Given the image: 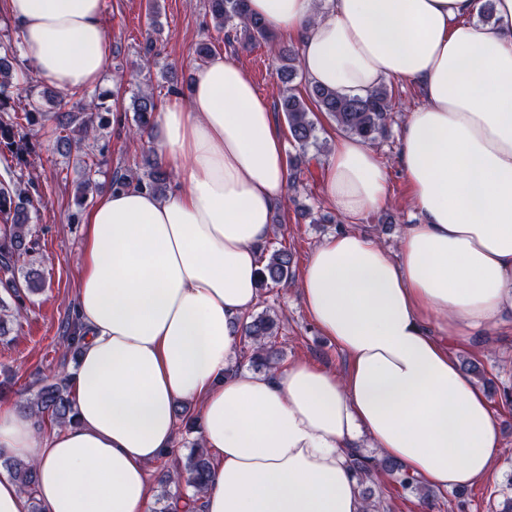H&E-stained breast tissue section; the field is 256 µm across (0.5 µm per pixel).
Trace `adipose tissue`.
Masks as SVG:
<instances>
[{"label":"adipose tissue","mask_w":512,"mask_h":512,"mask_svg":"<svg viewBox=\"0 0 512 512\" xmlns=\"http://www.w3.org/2000/svg\"><path fill=\"white\" fill-rule=\"evenodd\" d=\"M483 4L248 0L299 44L310 84L420 88L399 135L419 221L394 255L359 225L386 204L389 174L360 138L336 135L323 194L353 225L313 249L298 288L347 369H234L289 171L244 69L223 54L195 67L187 97L156 119L175 191L133 185L86 215L74 422L40 437L27 410L0 402V448L36 466L45 512H148L147 466L172 451L174 408L189 402L213 452L204 512H365L350 460L366 446L436 490L489 476L498 420L451 350L512 320V0H493L490 26ZM101 10L102 0H6L23 57L69 91L106 69Z\"/></svg>","instance_id":"ef3b65f1"}]
</instances>
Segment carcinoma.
Returning <instances> with one entry per match:
<instances>
[{
  "label": "carcinoma",
  "instance_id": "carcinoma-1",
  "mask_svg": "<svg viewBox=\"0 0 512 512\" xmlns=\"http://www.w3.org/2000/svg\"><path fill=\"white\" fill-rule=\"evenodd\" d=\"M209 12L215 26L227 32L239 31L247 43L267 44L276 62V74L279 81L288 85L280 99L281 111L285 113L288 129L293 141L301 150L316 142V126L310 118L311 109H316L336 122L337 128L367 141H374L387 131L395 101L387 87L381 86L365 96H344L336 91L311 85L306 95L295 92L290 83L299 74V57L294 47L276 41L273 32L265 22L248 11L247 0H209ZM25 93L24 112L14 111L11 104L12 91ZM102 105L91 101L77 112L50 114L42 111L34 91L29 85L28 70L23 68L16 57L0 56V157L11 158L21 164L27 161L31 153L28 130L35 126H44L54 121L52 130L54 146L58 151H70L72 144L88 137L98 138L109 125V118L101 112ZM135 121L140 131L153 127L158 112V102L150 89L136 94L133 101ZM97 170L89 164L84 167L82 180L77 185L75 205L85 208L90 192L96 185ZM166 181V172L157 164H149L143 174L127 172L112 177V189L126 188L132 184L147 187L155 193H162ZM35 209L33 197L16 187H0V268L15 273L18 261L33 250L30 228V211ZM293 254L286 247L273 250L260 272V287L288 283L293 276ZM22 281L12 278L5 290L20 300V291L36 294L43 290L45 281L40 271L25 267L20 269ZM243 336L250 341L253 352L251 363L258 369L271 368V359L276 351L273 338L278 335L275 321L266 315H258L242 325ZM26 406L40 419H49L59 425L73 422L74 398L69 390L68 379L48 383L30 398ZM0 465L14 478L18 487L27 495L35 488V467L23 460L0 451ZM351 467L359 483L374 482L377 474L384 472L394 483L405 491L415 492L426 501L430 493L423 490L421 484L403 473L401 466L390 459L359 455L351 460ZM178 470L187 475L185 486L169 489L172 478L162 480L163 489L160 499L178 500L187 498L197 501L205 488L210 474V463L205 456L201 443L193 444L185 459L178 462Z\"/></svg>",
  "mask_w": 512,
  "mask_h": 512
}]
</instances>
